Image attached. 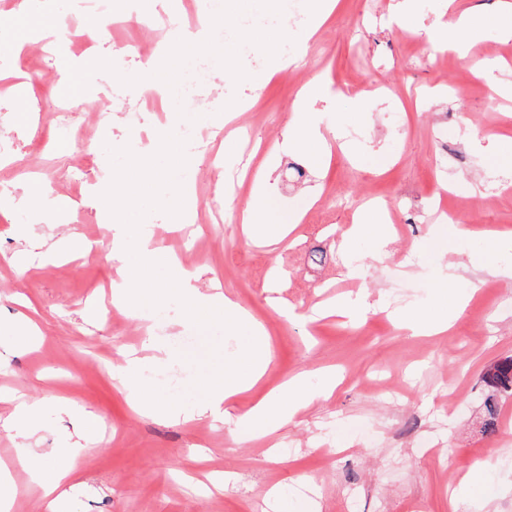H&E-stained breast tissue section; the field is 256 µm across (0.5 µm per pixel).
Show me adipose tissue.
<instances>
[{
    "mask_svg": "<svg viewBox=\"0 0 512 512\" xmlns=\"http://www.w3.org/2000/svg\"><path fill=\"white\" fill-rule=\"evenodd\" d=\"M482 34L483 30L471 12L452 11L447 20L437 22L429 30L428 37L435 51L451 50L464 54ZM292 130L293 134L288 139L289 149L303 152L308 164L319 168L325 149L315 113H297ZM135 192L136 186L131 183L122 196L114 194L108 185L98 186L94 193L98 213L111 234L108 243L110 256L119 261L123 270V280L113 288L112 297L117 304L141 317L150 316L153 309L170 297L182 301L190 318L206 309L223 312L225 333L245 336L246 344L240 363L225 365L204 382L200 411L222 413L225 402L250 391L263 377L270 360L269 340L263 326L236 301L217 291H201L197 286L199 277L196 272L183 268L176 260L155 249L148 225L120 222L118 214L125 207L128 196ZM303 215V210H294L289 212L287 222L270 223L265 199L258 193L243 209L241 222L247 239L275 243L284 238L291 225L299 223ZM132 235L140 242L137 258L133 261L129 260L126 250V241ZM160 267L167 271V280L162 284L154 279V272ZM160 364V357L155 355L130 358L123 369L125 384L138 410L160 417L181 415V408L162 403L155 389L142 378L143 373L157 369ZM335 387L336 377L330 373L322 374L314 386L303 375L288 380L282 385L280 395L264 396L238 416V438L246 441L273 432L293 417L298 404L328 397ZM17 457L30 481L41 489L44 499L57 502L64 481L71 479L74 473L73 467L49 466L42 455L24 443L18 448Z\"/></svg>",
    "mask_w": 512,
    "mask_h": 512,
    "instance_id": "obj_1",
    "label": "adipose tissue"
}]
</instances>
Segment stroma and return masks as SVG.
I'll return each instance as SVG.
<instances>
[{
	"instance_id": "obj_1",
	"label": "stroma",
	"mask_w": 512,
	"mask_h": 512,
	"mask_svg": "<svg viewBox=\"0 0 512 512\" xmlns=\"http://www.w3.org/2000/svg\"><path fill=\"white\" fill-rule=\"evenodd\" d=\"M488 27L466 57L432 50L427 29L448 10V0H426L407 22H397L404 0H337L336 9L313 37H306L312 0H287L301 12L297 25L287 16L249 12L243 28H283L289 51L303 61L284 69L256 52L240 50L247 79L234 82L211 65L206 90L197 96L159 100L140 96L131 75L148 72L146 59L130 50L143 39L137 16L125 15V0H102L100 14H123L112 39L88 43L70 30L82 0H54L20 10L19 0H0V40L18 38L20 27L57 22L71 57L93 56L112 73L82 74V105L105 107L107 132L86 148L92 171L111 180L106 146H130L140 156L155 152L166 130L163 115L184 107L195 125L210 131L208 115L232 113L217 148L223 160L208 165L206 150L188 142L191 162L180 175L195 189L200 211L195 229L206 246L190 257L201 272L200 286L217 281L225 293L261 323L271 340L266 373L250 392L228 405L231 414L278 392L289 378L317 381L335 370L333 394L315 400L271 436L240 441L233 424L209 416L172 420L138 413L119 383L125 354L146 355L149 343L167 352L165 371L181 372L178 390L162 373L150 379L160 399L196 407L201 384L215 368L236 360L243 345L224 333V322L205 317L186 322L176 301L156 310L152 326L116 312L112 322H88L89 302L111 304L118 268L106 249L85 256L63 250L71 236L105 239L107 229L94 211L75 204L66 223L36 221L30 182L0 171L12 190L0 193V390L39 404L42 427L28 440L42 452L70 447L79 415L59 413L68 397L99 416L98 443L77 460L66 483L61 512H301L314 499L321 512H512V396L499 401L498 428L482 431L489 393L482 380L492 364L512 356V280L501 272L512 264V39L501 37L496 21L502 0H473ZM492 66L488 78L478 68ZM324 84L320 98L300 103L312 80ZM110 86L112 97L97 94ZM54 88L31 81L29 88L0 96V141L33 147L19 118L30 102L50 104ZM318 113L328 150L319 169L305 166L300 153L284 149L295 112ZM483 136L468 143V126ZM345 132L336 139L335 129ZM274 170L265 189L273 220L289 207L312 202L287 242L269 247L241 233L240 212L250 199L253 175ZM385 203L390 219L388 255L377 261L369 243L346 240L360 208ZM455 210L478 237L462 240L445 232L447 254L421 249L441 207ZM223 223H211L213 212ZM32 225L29 237L16 235ZM368 268L350 277L345 256ZM454 275L448 291L467 308L447 333L417 335L402 328L411 312L437 315L448 309L435 290L443 266ZM365 292L381 302L382 313L357 322L329 316L306 320L322 303ZM277 297L295 312L278 315ZM34 319L41 330L35 347L15 345V325ZM18 442L0 427V467L17 486L14 512H47L14 458ZM496 454L493 469L478 480L473 496L451 502L458 479L475 459Z\"/></svg>"
}]
</instances>
